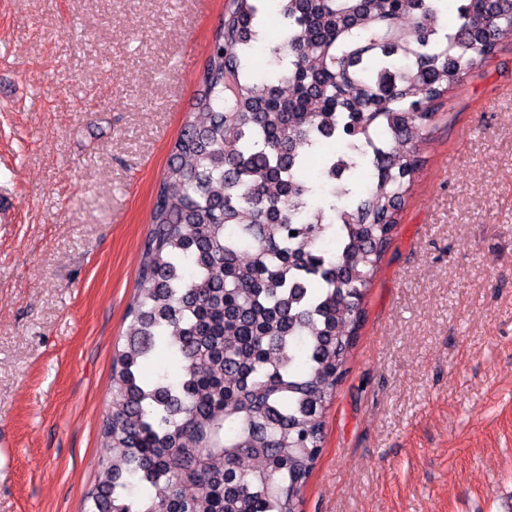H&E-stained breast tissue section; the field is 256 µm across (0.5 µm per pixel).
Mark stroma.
I'll return each mask as SVG.
<instances>
[{"instance_id": "35a3bbf8", "label": "stroma", "mask_w": 512, "mask_h": 512, "mask_svg": "<svg viewBox=\"0 0 512 512\" xmlns=\"http://www.w3.org/2000/svg\"><path fill=\"white\" fill-rule=\"evenodd\" d=\"M225 0H0V512H83L154 191ZM303 512L512 498V45L449 93Z\"/></svg>"}]
</instances>
